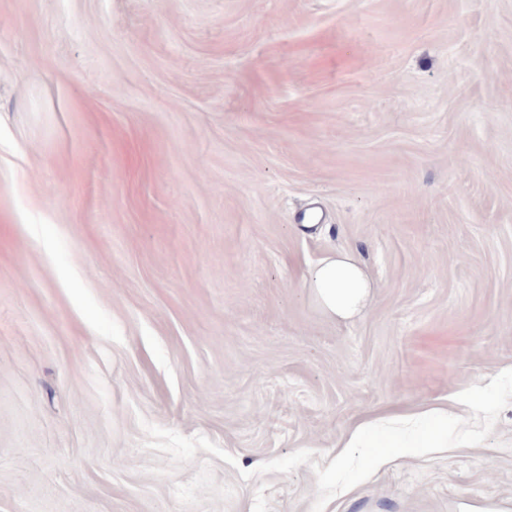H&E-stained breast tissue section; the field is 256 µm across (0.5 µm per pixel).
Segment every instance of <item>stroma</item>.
<instances>
[{
	"label": "stroma",
	"mask_w": 512,
	"mask_h": 512,
	"mask_svg": "<svg viewBox=\"0 0 512 512\" xmlns=\"http://www.w3.org/2000/svg\"><path fill=\"white\" fill-rule=\"evenodd\" d=\"M510 368L512 0H0V512H311L258 467ZM325 512H512V404ZM305 287L325 315L347 321L367 307L372 280L352 253L342 252L325 258L308 273Z\"/></svg>",
	"instance_id": "stroma-1"
}]
</instances>
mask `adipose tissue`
<instances>
[{
	"label": "adipose tissue",
	"instance_id": "obj_1",
	"mask_svg": "<svg viewBox=\"0 0 512 512\" xmlns=\"http://www.w3.org/2000/svg\"><path fill=\"white\" fill-rule=\"evenodd\" d=\"M305 286L325 315L347 321L367 307L373 284L356 256L342 252L314 266L305 279Z\"/></svg>",
	"mask_w": 512,
	"mask_h": 512
}]
</instances>
